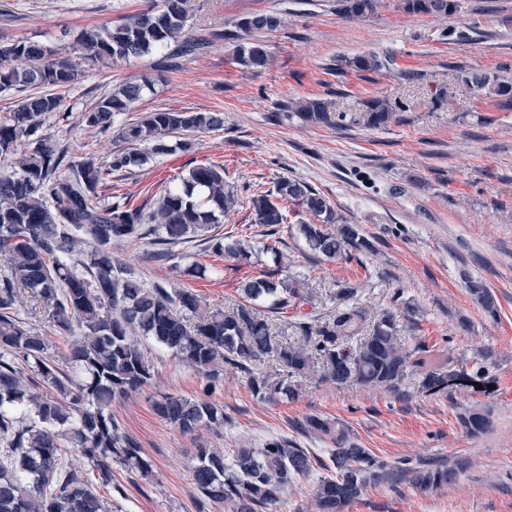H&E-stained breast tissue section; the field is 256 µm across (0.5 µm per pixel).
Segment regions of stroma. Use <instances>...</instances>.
<instances>
[{"instance_id": "stroma-1", "label": "stroma", "mask_w": 512, "mask_h": 512, "mask_svg": "<svg viewBox=\"0 0 512 512\" xmlns=\"http://www.w3.org/2000/svg\"><path fill=\"white\" fill-rule=\"evenodd\" d=\"M144 0H0V42L31 40L79 63L83 32L139 12ZM334 0H187L186 35L204 50L171 49L108 66H85L76 84L61 89L65 109L45 115L39 136L51 139L76 163H109L128 146L113 131L82 126V111L129 79H150L151 90L118 123L148 112H220L222 128L192 131L189 151L150 155L140 166L113 172L97 189L103 202L152 210L166 186L199 164H220L241 198L274 190L284 178L306 182L337 215L359 225L368 249L329 262L310 252L296 226L309 213L291 214L268 231L248 206L216 225L218 233L252 242L248 256L227 259L197 237L158 254L153 238L122 241L113 256L146 283L192 289L204 305L221 309L239 299L249 278L275 271L282 254L290 274L316 292L288 311L292 321L319 326L335 312L341 289L372 314L394 311L408 347L443 351L447 371L468 376L443 392L423 393L415 378L399 393L304 382L297 399H258L248 375L230 370L212 399L224 426L201 437L181 433L151 408L164 394L190 397L202 379L170 351L151 347L154 376L141 392L114 402L112 412L154 463L148 476L112 468V499L121 512H198L191 467L199 440L232 455L285 438L308 449L317 463L291 485L274 512H308L333 443L303 430L319 416L344 424L355 442L380 460L419 459L467 467L440 490L405 482L368 485L346 512H512V104L476 97L460 71H484L512 80V0H460L447 19L404 13L385 0L363 20L336 15ZM257 11L275 12L284 26L265 34L271 59L260 73L240 65L224 31ZM372 53L394 60L393 70L354 72L346 59ZM317 98L338 102L342 125H311L289 103ZM402 108L400 122L378 129L354 124L366 100ZM492 292L487 314L462 277ZM483 414L487 428L469 434L463 416Z\"/></svg>"}]
</instances>
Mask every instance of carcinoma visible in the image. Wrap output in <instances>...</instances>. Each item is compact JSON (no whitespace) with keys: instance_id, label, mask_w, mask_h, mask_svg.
<instances>
[{"instance_id":"1","label":"carcinoma","mask_w":512,"mask_h":512,"mask_svg":"<svg viewBox=\"0 0 512 512\" xmlns=\"http://www.w3.org/2000/svg\"><path fill=\"white\" fill-rule=\"evenodd\" d=\"M381 2L336 0V13L362 19L377 14ZM400 8L446 18L458 11L459 0H400ZM188 21L186 0H148L141 12L83 33L77 50L91 66L137 59L173 43L192 52L204 42L186 38ZM283 26L278 14L254 12L224 38L236 42L241 65L261 71L270 54L258 34ZM347 64L356 71L386 66L371 54ZM79 76L69 59L40 42L0 45V91L67 87ZM463 81L474 92L512 99V81L498 75L471 71ZM148 88L146 80L120 84L82 113V123L114 128L117 116L130 111ZM289 109L309 124L332 125L346 118L339 108L316 98L297 101ZM62 111L61 96L41 94L22 99L8 117L0 118V439L7 444L0 453V512H112V500L94 492L67 466L69 448L81 451L98 483L109 489L114 461L131 473H152L153 462L112 413L115 400L142 391L153 379L143 338L171 350L203 378L202 392L193 398L162 395L152 402L159 418L186 434L224 426V412L211 393L224 382L225 368L246 371L252 392L266 401L297 398L298 379L311 376L339 387L395 392L408 374L417 373L422 391L430 395L456 381L438 371L441 361L431 351L417 353L405 345L390 312L372 318L365 309L345 304L316 328L294 324L296 335L287 337L258 311L257 303H266L271 313H287L292 303L306 299L305 282L294 276L253 278L241 288L240 301L210 312L190 289L145 283L114 259L113 243L153 235L170 245L202 236L241 199L226 190L224 166L209 164L190 169L179 184L164 190L147 215L125 203L104 205L98 186L114 170L146 163L148 155L137 150L116 154L105 167L89 158L61 172L63 152L37 131L42 116ZM395 115L388 101L374 98L353 122L378 129ZM222 126L219 112H149L120 126L118 137L131 145L149 144L159 154L170 150L165 138L178 130ZM279 197L324 217V224H336L333 231L323 224L298 225L310 251L336 261L368 248L358 225L335 217L325 198L298 180L283 179L273 191H255L248 199L253 223L271 228L288 223L287 211L275 202ZM209 240L214 251L229 258L246 252L244 242L231 235ZM466 288L487 313L496 314L494 297L482 282L468 276ZM26 299L48 313L53 326L70 339L72 374L51 359L47 337L19 316ZM266 359L280 367L281 376L254 370V364ZM307 427L336 443L330 455L335 475L315 486L314 512H344L372 480L402 477L425 491L455 478L451 466L402 467L380 461L345 429L321 417L308 418ZM311 469L304 449L275 439L263 448L237 449L230 463L224 452L202 443L191 475L201 494L199 512H207L212 503L224 504L229 512H263Z\"/></svg>"}]
</instances>
